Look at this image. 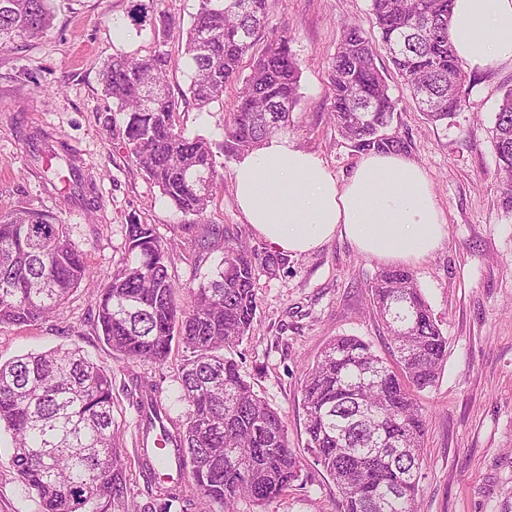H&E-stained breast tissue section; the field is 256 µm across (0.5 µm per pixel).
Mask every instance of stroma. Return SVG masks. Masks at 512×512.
<instances>
[{
  "mask_svg": "<svg viewBox=\"0 0 512 512\" xmlns=\"http://www.w3.org/2000/svg\"><path fill=\"white\" fill-rule=\"evenodd\" d=\"M53 26L36 40L0 50V214L17 206L52 213L87 254L94 283L78 288L51 317L27 327L0 326V361L63 346L82 350L112 376V417L129 462L114 512H147L150 497L135 464L139 414L127 396L132 378L156 384L178 418L189 410L179 384L184 359L173 345L165 363L132 362L98 338L96 290L125 255L130 222L153 225L169 249L177 301L189 307L187 285L197 273L193 216L176 211L137 171L125 149L122 115L106 98L101 72L113 56L168 53V83L185 90L190 70L167 23L186 27L198 0H52ZM267 26L286 30L301 65L300 99L288 136L317 153L337 177L360 157L328 112L329 72L342 27L377 36L370 0H268ZM377 64L398 101L393 128L406 154L425 171L446 236L431 255L411 264L421 292L448 339V355L432 387L417 392L426 416L419 512H512V208L497 173L491 127L512 68L469 73L466 104L447 124L428 122L401 85L386 55ZM236 98L227 88L206 110L181 104L178 127L222 142ZM41 133L71 149L101 206L87 213L41 174L30 136ZM224 189L207 211L259 249L268 243L248 224L235 199V158L217 155ZM385 261L368 257L344 237L289 257L277 275L259 274L252 336L232 353L240 374L277 409L306 480L265 506L238 499L235 512H341L334 481L308 446L301 405L305 365L339 336H356L382 358L390 340L370 309L368 286ZM10 437L0 432V512H41L12 467Z\"/></svg>",
  "mask_w": 512,
  "mask_h": 512,
  "instance_id": "stroma-1",
  "label": "stroma"
}]
</instances>
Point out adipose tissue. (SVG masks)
I'll use <instances>...</instances> for the list:
<instances>
[{
    "label": "adipose tissue",
    "instance_id": "adipose-tissue-1",
    "mask_svg": "<svg viewBox=\"0 0 512 512\" xmlns=\"http://www.w3.org/2000/svg\"><path fill=\"white\" fill-rule=\"evenodd\" d=\"M450 35L469 70L512 68V0H454ZM234 189L248 223L285 254L342 235L367 256L414 263L445 234L426 174L400 153L364 154L341 181L318 154L277 135L238 159Z\"/></svg>",
    "mask_w": 512,
    "mask_h": 512
}]
</instances>
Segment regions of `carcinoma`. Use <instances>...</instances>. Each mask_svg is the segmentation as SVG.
Here are the masks:
<instances>
[{
	"label": "carcinoma",
	"mask_w": 512,
	"mask_h": 512,
	"mask_svg": "<svg viewBox=\"0 0 512 512\" xmlns=\"http://www.w3.org/2000/svg\"><path fill=\"white\" fill-rule=\"evenodd\" d=\"M382 47L412 100L432 123H446L466 99L448 74L466 75L449 20L453 0H370ZM267 0H199L181 35L198 109L239 86L221 150L253 151L288 129L298 103L301 67L288 33L266 30ZM50 0H0V49L35 39L51 25ZM250 58V72L241 64ZM377 49L357 24L343 27L330 71V116L359 153L403 152L392 131L397 100L376 63ZM168 56H116L102 73L105 95L125 114L128 157L185 215L204 217L219 183L212 143L177 128L179 102L166 80ZM499 168L512 178V88L495 113ZM46 173L67 199L97 208L91 182L63 144L31 138ZM199 259L212 265L176 301L168 252L151 224L126 225L125 258L96 301L99 339L130 361L163 363L176 341L186 351L180 384L185 419H170L184 482H147L151 512L172 503H212L229 512L247 497L262 507L302 479L287 424L226 356L249 336L259 272L277 275L281 253L259 251L226 227H200ZM217 258H211L213 253ZM86 254L68 227L19 207L0 216V326H30L63 305L91 277ZM370 306L390 337L392 368L354 336L331 341L305 368L301 401L308 446L336 484L341 512H417L426 419L413 392L431 386L447 356L443 336L414 274L383 269L368 285ZM137 408L150 401L168 414L156 387L132 383ZM10 433L12 462L43 512H109L124 496L127 465L113 428L112 377L78 349L52 348L0 363V430Z\"/></svg>",
	"instance_id": "carcinoma-1"
}]
</instances>
